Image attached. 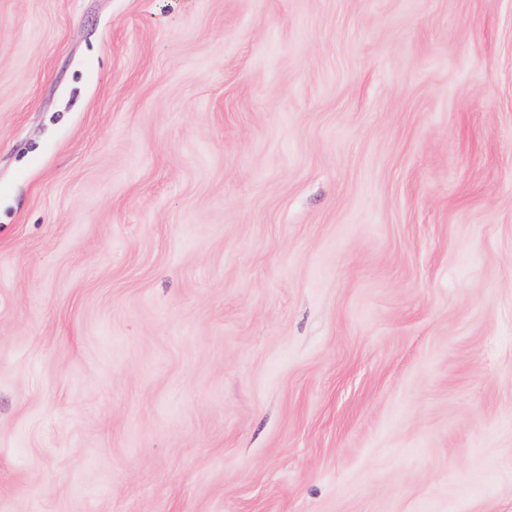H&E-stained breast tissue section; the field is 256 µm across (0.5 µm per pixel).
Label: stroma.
Segmentation results:
<instances>
[{
    "instance_id": "1",
    "label": "stroma",
    "mask_w": 512,
    "mask_h": 512,
    "mask_svg": "<svg viewBox=\"0 0 512 512\" xmlns=\"http://www.w3.org/2000/svg\"><path fill=\"white\" fill-rule=\"evenodd\" d=\"M0 512H512V0H0Z\"/></svg>"
}]
</instances>
